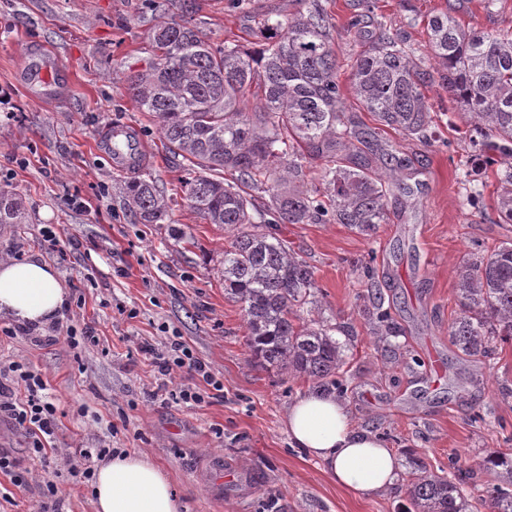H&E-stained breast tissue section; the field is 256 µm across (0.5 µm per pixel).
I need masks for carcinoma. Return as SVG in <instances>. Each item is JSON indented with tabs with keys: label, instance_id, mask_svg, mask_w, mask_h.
I'll return each instance as SVG.
<instances>
[{
	"label": "carcinoma",
	"instance_id": "carcinoma-1",
	"mask_svg": "<svg viewBox=\"0 0 512 512\" xmlns=\"http://www.w3.org/2000/svg\"><path fill=\"white\" fill-rule=\"evenodd\" d=\"M366 19L373 29H366ZM351 28L358 45L350 73L354 106L341 97L330 18L319 0L286 19H261L265 40L252 49L213 46L189 22H166L153 32L149 68L130 84L185 172L181 200L206 223L234 231L220 275L225 297L243 312L251 361L339 389L343 345L332 328L301 316L315 303L312 269L275 233L248 227L333 221L375 234L388 223L387 200L411 168L402 152L387 148L381 132L427 137L424 89L436 80L469 117L465 148L486 165L497 156L512 159V31L476 32L446 13L429 17L428 48L440 66L433 73L417 62L403 33L374 19L373 5ZM376 159L384 172L373 167ZM313 164L320 167L319 182L308 190L306 169ZM499 182L498 217L511 224L512 164ZM260 187L269 195L263 206L250 194ZM126 195L140 224L165 223L178 200L164 196L147 174L128 181ZM20 223V200L0 189V224ZM456 291L459 311L449 336L458 350L488 358L512 341L511 242L464 262ZM473 471L494 478L479 503L448 477L417 466L405 512H477L480 505L512 512V457L489 453Z\"/></svg>",
	"mask_w": 512,
	"mask_h": 512
}]
</instances>
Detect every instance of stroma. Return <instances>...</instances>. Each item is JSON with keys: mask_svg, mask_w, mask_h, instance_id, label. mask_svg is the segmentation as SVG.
Segmentation results:
<instances>
[{"mask_svg": "<svg viewBox=\"0 0 512 512\" xmlns=\"http://www.w3.org/2000/svg\"><path fill=\"white\" fill-rule=\"evenodd\" d=\"M331 19L338 80L346 105L355 96L350 63L356 50L349 19L361 0H321ZM376 17L405 32L421 65L436 70L427 49V21L447 12L476 30H512V0L486 11L483 0H374ZM296 0H0V91L12 115L0 112V188L16 193L19 224L0 226V252L44 256L58 270L71 301L59 323L93 324L99 345L70 347L46 331L0 333V369L37 367L59 404L60 446L102 445L148 454L168 476L181 512H402L409 471L371 498L341 488L323 464L293 447L284 427L288 406L317 384L252 364L239 304L224 295L220 261L231 234L205 223L186 204L170 224L136 223L125 184L95 144L121 123L146 148L144 173L167 195L184 173L163 147L156 122L128 87L148 68L154 26L185 19L213 44L244 41L265 16L286 17ZM40 50L59 64L52 86L34 81ZM429 133L435 143L389 130L385 138L413 160L405 188L389 199V221L374 237L342 224H280L278 237L314 272L312 319L337 329L345 346L340 397L356 429L378 434L400 459L431 470L461 468L492 451L512 454V344L475 359L452 343L458 310L456 272L463 261L512 241V223L497 213V171L467 179L472 159L461 143L468 118L438 84L428 85ZM481 193L480 210L465 204ZM185 235H170L169 225ZM63 253L44 251L46 230ZM401 333L381 338L366 315L369 291ZM53 343H46V336ZM181 338L223 383V397L200 405L161 400V375L140 347L165 348ZM26 472L25 484L0 475V512H38L47 486L64 512H94L89 485L65 458H35L21 432L0 415V449Z\"/></svg>", "mask_w": 512, "mask_h": 512, "instance_id": "1", "label": "stroma"}]
</instances>
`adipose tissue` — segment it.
Returning a JSON list of instances; mask_svg holds the SVG:
<instances>
[{
	"instance_id": "1",
	"label": "adipose tissue",
	"mask_w": 512,
	"mask_h": 512,
	"mask_svg": "<svg viewBox=\"0 0 512 512\" xmlns=\"http://www.w3.org/2000/svg\"><path fill=\"white\" fill-rule=\"evenodd\" d=\"M70 292L57 269L40 257L0 258V316L36 330L58 320ZM284 425L294 447L320 460L337 484L364 497L398 478L401 460L383 439L355 429L335 393L299 396ZM95 512H178V496L166 473L147 455L117 453L99 464L93 482Z\"/></svg>"
}]
</instances>
